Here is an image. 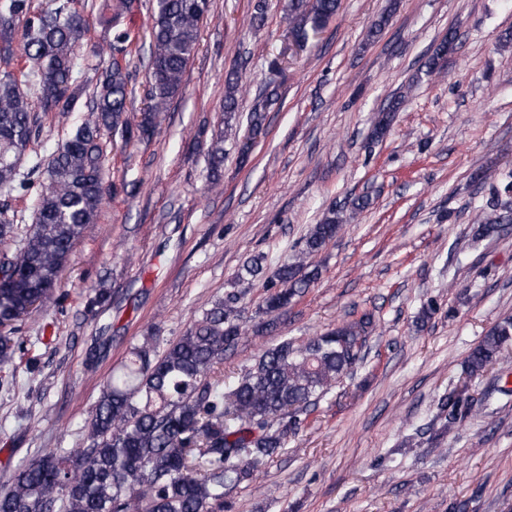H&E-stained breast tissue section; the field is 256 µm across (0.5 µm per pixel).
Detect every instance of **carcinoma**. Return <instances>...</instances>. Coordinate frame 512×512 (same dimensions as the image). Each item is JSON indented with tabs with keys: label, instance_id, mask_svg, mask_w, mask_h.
Here are the masks:
<instances>
[{
	"label": "carcinoma",
	"instance_id": "cac0c4a2",
	"mask_svg": "<svg viewBox=\"0 0 512 512\" xmlns=\"http://www.w3.org/2000/svg\"><path fill=\"white\" fill-rule=\"evenodd\" d=\"M341 0H288L290 30L299 38L320 30L337 14ZM138 0H58L44 8L34 0H0V197L29 195L32 224L20 236L16 216L0 205V241H16L0 252V366L13 362L20 343L10 334L43 307L57 303L60 274L88 224L98 217L106 194L103 132L121 128L125 141L153 137L161 114L182 92L183 77L198 49L199 28L210 0H151L148 103L140 120L127 116L130 99L129 56L134 37L123 19ZM95 16L102 33V53L111 56L92 93L78 81L79 51ZM22 46L16 49V28ZM453 30L434 48L427 74H440ZM279 87L267 84L248 117V134L239 143L241 161L251 143L266 135L265 112ZM37 95L35 111L29 93ZM89 94L69 137L48 161L37 154L19 160L38 139L42 115L69 114ZM238 85L225 80L227 128L238 112ZM402 97L382 108L372 129L380 140L390 130ZM224 167V133L212 138L207 178L217 184ZM474 223L487 236L512 224V209L482 206ZM342 212L328 210L304 238L297 260L284 262L266 281L268 294L258 308L263 319L248 324L240 305L241 285L263 274L265 256L248 259L233 288L211 302L200 319L178 339L160 348L146 336L103 386L87 423L85 448L48 451L22 467L0 488V512H224L227 499L297 433L310 410L364 358L375 322L370 314L343 323L298 344L284 338L268 348L237 381L211 380L224 352L247 331L272 332L280 317L320 275L308 258L342 230ZM512 345V318L494 325L470 350L467 373L484 372ZM464 392L438 402L442 425L434 440L448 433L459 415L473 409Z\"/></svg>",
	"mask_w": 512,
	"mask_h": 512
}]
</instances>
